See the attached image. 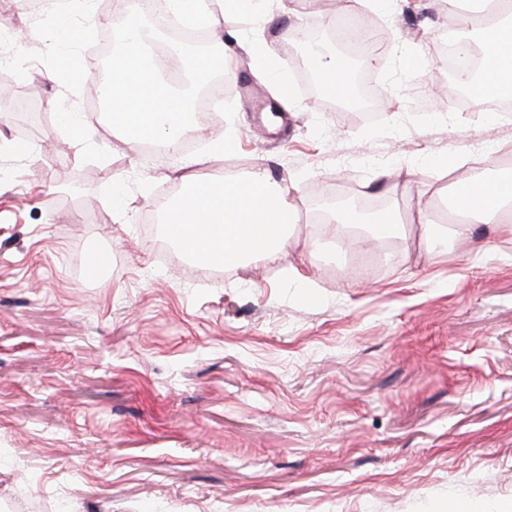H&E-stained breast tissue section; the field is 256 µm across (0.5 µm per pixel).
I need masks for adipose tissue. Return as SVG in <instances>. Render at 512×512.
<instances>
[{
	"label": "adipose tissue",
	"instance_id": "ef3b65f1",
	"mask_svg": "<svg viewBox=\"0 0 512 512\" xmlns=\"http://www.w3.org/2000/svg\"><path fill=\"white\" fill-rule=\"evenodd\" d=\"M273 0H224L221 12H214L211 0H168L169 10L188 24L223 26L233 33L243 19L259 23L269 20ZM493 22L480 29L486 46L485 72L491 86L512 92V0H495ZM122 47L120 72L105 87L112 104L110 122L115 133L143 140L163 139L170 144L198 129L193 100L196 91L210 78L213 60L224 70L234 63L223 45H213L207 57L195 60L186 85L173 88L159 78L160 60L146 44L151 34L132 23ZM244 49L274 79L275 100L287 106L286 68L268 44L254 41ZM197 161L185 159L184 181L192 192L179 202L170 223L186 254L200 251L210 243V261L234 266L251 256L274 264L287 241L288 229L297 221L288 200L287 186L271 182L264 165H254L246 174L214 181L196 173ZM455 208L476 215L482 223L496 225L498 232L512 235V177L474 182L463 181L454 194Z\"/></svg>",
	"mask_w": 512,
	"mask_h": 512
}]
</instances>
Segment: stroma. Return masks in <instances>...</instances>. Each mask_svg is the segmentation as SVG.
<instances>
[{
	"instance_id": "35a3bbf8",
	"label": "stroma",
	"mask_w": 512,
	"mask_h": 512,
	"mask_svg": "<svg viewBox=\"0 0 512 512\" xmlns=\"http://www.w3.org/2000/svg\"><path fill=\"white\" fill-rule=\"evenodd\" d=\"M374 20L388 43L365 65L387 107L378 123L298 91L269 131L272 80L247 53L210 101L217 127L172 154L113 135L92 78L61 74L85 46L63 41L51 15L32 22L0 0L17 86L46 121L31 151L0 113V505L16 512H501L512 504V238L477 225L453 240L448 217L457 154L472 177L512 146V121L421 104L442 87L436 36L448 15L426 0L345 12L340 0L303 9L241 39L284 55L295 32L328 40L334 20ZM138 15L133 0L72 9L75 31ZM88 130L72 140L64 114ZM235 129L215 161L210 138ZM245 173L264 164L288 185L298 226L277 264L253 259L197 274L162 256L149 229L185 190L181 165ZM343 181L376 190L393 236L331 264L318 201ZM121 187L126 207L113 203ZM427 205L438 245L417 246ZM103 277L88 273L92 256ZM300 270L304 282L293 281Z\"/></svg>"
}]
</instances>
